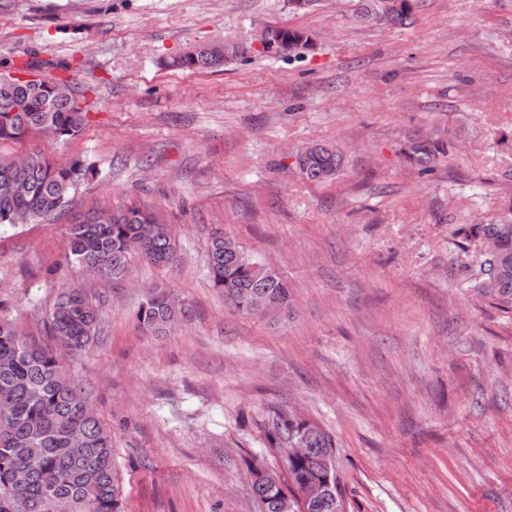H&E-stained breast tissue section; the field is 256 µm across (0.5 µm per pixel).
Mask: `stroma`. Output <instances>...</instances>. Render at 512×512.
I'll return each mask as SVG.
<instances>
[{"label":"stroma","mask_w":512,"mask_h":512,"mask_svg":"<svg viewBox=\"0 0 512 512\" xmlns=\"http://www.w3.org/2000/svg\"><path fill=\"white\" fill-rule=\"evenodd\" d=\"M359 0H0V61H67L88 90L83 133L59 145L99 174L71 212L133 199L180 234L176 266L133 260L129 280L67 263V216L0 226V300L51 349L64 288L99 307L67 358L112 431L124 512H256L245 460L274 468L273 411L336 439L349 512H512V307L479 289L482 256L456 237L512 207V0H423L412 24L360 21ZM277 26L313 46L264 51ZM223 40L242 60L204 73L163 58ZM458 131L422 175L401 157L415 132ZM338 146L325 182L293 155ZM271 265L292 318L228 309L208 277L212 234ZM160 289L195 319L164 336L133 313Z\"/></svg>","instance_id":"obj_1"}]
</instances>
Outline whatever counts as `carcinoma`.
I'll use <instances>...</instances> for the list:
<instances>
[{
	"instance_id": "carcinoma-1",
	"label": "carcinoma",
	"mask_w": 512,
	"mask_h": 512,
	"mask_svg": "<svg viewBox=\"0 0 512 512\" xmlns=\"http://www.w3.org/2000/svg\"><path fill=\"white\" fill-rule=\"evenodd\" d=\"M420 0H410L385 17L401 25L415 15ZM263 38L307 45V32L267 28ZM242 57L235 42L194 46L164 66L203 71ZM67 63L33 59L21 70L0 61V142L43 138L67 143L87 123L85 94L75 83L48 81L39 75ZM454 149L447 137L429 134L411 138L403 154L427 174ZM293 165L305 177L322 182L335 176L342 156L336 147L313 144L294 155ZM92 173L80 158L55 162L40 150L23 159H0V225L32 223L58 215L69 206L79 185ZM453 234L479 245L480 273L493 281L486 294L512 305V218L486 224H460ZM158 266L177 261L178 247L171 225L159 215L131 202L116 210H99L69 222L66 261L82 267L91 278L120 280L134 257ZM208 273L212 286L224 292L225 304L240 314L266 318L275 312L291 318L294 307L285 282L264 264L249 257L232 237H215L209 244ZM192 308L165 292H150L134 318L150 336L167 333L190 321ZM99 318L79 288L63 289L49 315V333L58 349H44L25 339L9 322L0 320V413H8L9 430L0 434V512L14 495L27 501L28 512H53L60 496L71 500L74 512H123L113 463L112 436L99 420L79 382L66 370L65 359L83 349ZM267 447L278 450L305 439L308 454L286 461V478L275 484L259 476L246 462L251 491L259 512H330L323 503L302 507L297 492L327 471V449L335 437L311 419L293 413H274L266 427Z\"/></svg>"
}]
</instances>
